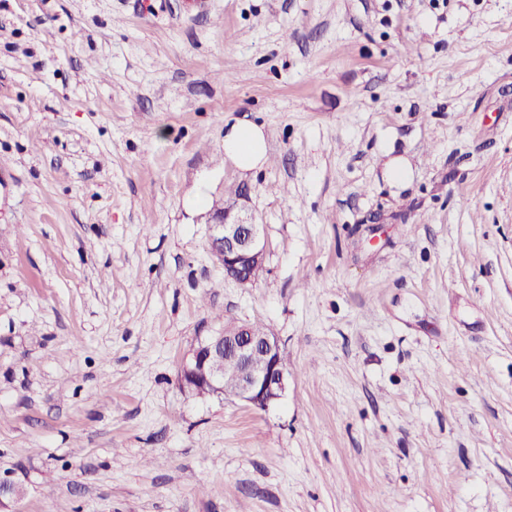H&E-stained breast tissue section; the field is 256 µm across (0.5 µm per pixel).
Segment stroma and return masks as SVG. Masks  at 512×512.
<instances>
[{
  "instance_id": "obj_1",
  "label": "stroma",
  "mask_w": 512,
  "mask_h": 512,
  "mask_svg": "<svg viewBox=\"0 0 512 512\" xmlns=\"http://www.w3.org/2000/svg\"><path fill=\"white\" fill-rule=\"evenodd\" d=\"M228 320L280 341L268 409L181 383ZM1 477L0 512H512V0H0ZM224 153L241 169L260 166L266 153L263 129L250 123L232 126L224 135ZM209 244L224 273L240 284L253 282L252 272L265 264L267 241L264 225L224 219V209L214 212Z\"/></svg>"
}]
</instances>
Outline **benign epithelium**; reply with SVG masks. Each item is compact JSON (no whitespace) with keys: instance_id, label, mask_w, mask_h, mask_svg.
Listing matches in <instances>:
<instances>
[{"instance_id":"7a95c632","label":"benign epithelium","mask_w":512,"mask_h":512,"mask_svg":"<svg viewBox=\"0 0 512 512\" xmlns=\"http://www.w3.org/2000/svg\"><path fill=\"white\" fill-rule=\"evenodd\" d=\"M209 244L225 275L240 284L252 283V272L265 264L262 224L229 222L220 210L213 214ZM287 375L277 336L269 330L257 336L246 322L200 340L181 371L183 384L193 391L224 394L262 410L282 398Z\"/></svg>"}]
</instances>
